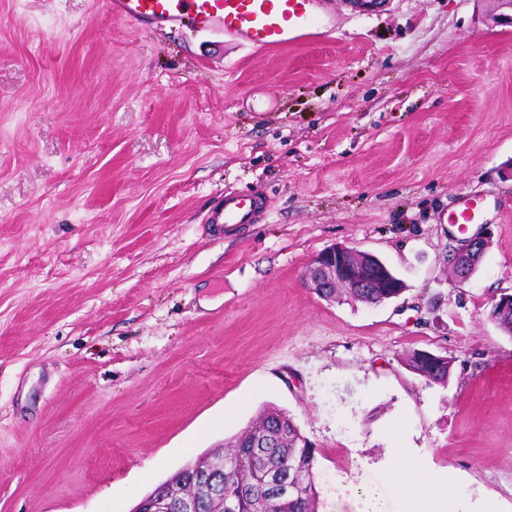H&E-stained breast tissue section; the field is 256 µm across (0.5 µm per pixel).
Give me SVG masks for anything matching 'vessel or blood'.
<instances>
[{"label": "vessel or blood", "instance_id": "obj_1", "mask_svg": "<svg viewBox=\"0 0 512 512\" xmlns=\"http://www.w3.org/2000/svg\"><path fill=\"white\" fill-rule=\"evenodd\" d=\"M113 16L133 23L216 31L256 51L326 39L332 25L320 0H108ZM261 198L241 191L213 208L208 221L224 228L259 222Z\"/></svg>", "mask_w": 512, "mask_h": 512}]
</instances>
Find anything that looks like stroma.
<instances>
[{"label":"stroma","instance_id":"obj_1","mask_svg":"<svg viewBox=\"0 0 512 512\" xmlns=\"http://www.w3.org/2000/svg\"><path fill=\"white\" fill-rule=\"evenodd\" d=\"M322 9L330 38L255 51L0 0V512H132L270 406L315 449L318 512H361L348 485L397 512L396 448L454 512H512V26L484 0ZM241 190L260 222L205 232ZM335 244L405 291L320 297ZM480 202L477 199H464L458 210L449 214L448 221L452 224H472L479 219ZM485 249V241L482 236H474L470 238H464L461 241L460 247L451 255L449 262L452 266L461 267L462 264L466 266L469 262L480 261L483 257ZM479 263L473 265L469 263L464 270L468 274V277L472 275L478 269ZM453 358L436 356L425 351H412L406 357V365L433 383L447 385L452 372Z\"/></svg>","mask_w":512,"mask_h":512}]
</instances>
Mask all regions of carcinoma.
<instances>
[{
  "instance_id": "obj_1",
  "label": "carcinoma",
  "mask_w": 512,
  "mask_h": 512,
  "mask_svg": "<svg viewBox=\"0 0 512 512\" xmlns=\"http://www.w3.org/2000/svg\"><path fill=\"white\" fill-rule=\"evenodd\" d=\"M359 278L370 280L378 277L386 281L385 288H327L319 293L328 299L337 295L354 297L367 305H380L399 297L404 286L392 271L381 265L376 257L359 252L353 258ZM491 319L508 336H512V301L498 300L492 305ZM453 358L436 356L425 351H413L406 357V365L427 380L441 385L448 384ZM208 463L235 466L224 470V497L236 503L237 512H316V490L313 477L314 449L300 433L297 425L285 412L270 408L251 422L232 442L227 453L217 448ZM276 471L289 474L290 484L296 492L279 499L264 494L268 480ZM193 476L174 475L163 485L167 495L178 498L188 493ZM195 512H225L222 502L195 488Z\"/></svg>"
}]
</instances>
